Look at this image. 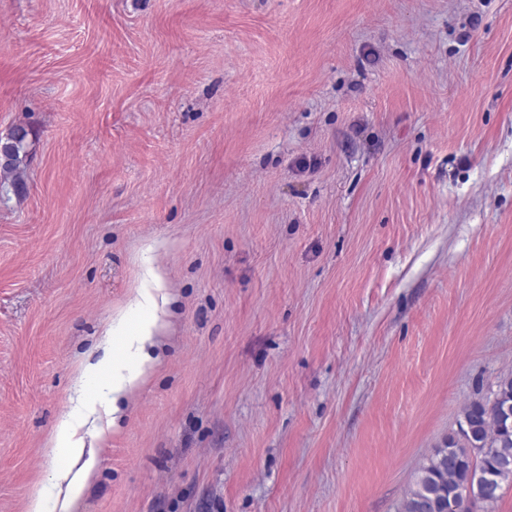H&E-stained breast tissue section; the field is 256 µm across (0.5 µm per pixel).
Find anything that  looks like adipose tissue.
I'll use <instances>...</instances> for the list:
<instances>
[{"mask_svg":"<svg viewBox=\"0 0 512 512\" xmlns=\"http://www.w3.org/2000/svg\"><path fill=\"white\" fill-rule=\"evenodd\" d=\"M169 303L164 273L147 267L129 305L113 317L105 330L101 356L96 361L83 362L78 369L83 382L105 377L111 388L110 401L99 407L82 397L75 400L50 441L51 458L66 454L70 465L51 467L47 480L32 490L28 512H78L96 468L94 457L85 454V441L105 440L127 399L151 375L154 360L148 348L166 325Z\"/></svg>","mask_w":512,"mask_h":512,"instance_id":"1","label":"adipose tissue"}]
</instances>
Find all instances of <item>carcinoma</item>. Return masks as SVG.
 Masks as SVG:
<instances>
[{"label":"carcinoma","instance_id":"cac0c4a2","mask_svg":"<svg viewBox=\"0 0 512 512\" xmlns=\"http://www.w3.org/2000/svg\"><path fill=\"white\" fill-rule=\"evenodd\" d=\"M27 132L6 139L9 155L0 179L24 188L22 164ZM512 487V372L502 374L486 394L476 392L463 406L459 429L448 434L417 469L395 512H466L463 495L477 512H493Z\"/></svg>","mask_w":512,"mask_h":512}]
</instances>
